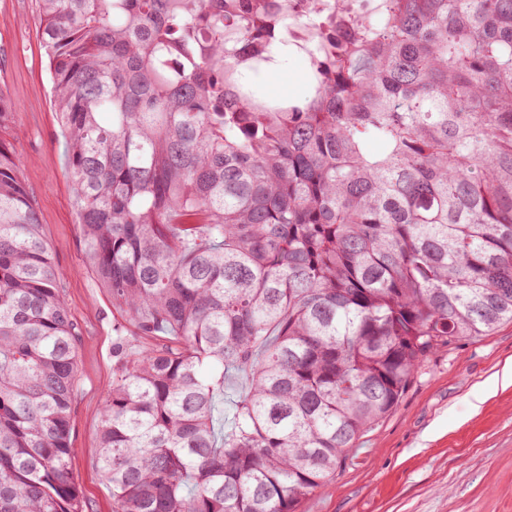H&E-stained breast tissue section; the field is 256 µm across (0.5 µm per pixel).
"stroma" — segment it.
I'll use <instances>...</instances> for the list:
<instances>
[{
	"instance_id": "1",
	"label": "stroma",
	"mask_w": 512,
	"mask_h": 512,
	"mask_svg": "<svg viewBox=\"0 0 512 512\" xmlns=\"http://www.w3.org/2000/svg\"><path fill=\"white\" fill-rule=\"evenodd\" d=\"M309 61L289 51L258 78L273 99L308 92ZM0 94L11 114L0 138L20 160L60 292L80 336L72 405L71 476L82 512H112L98 459L102 408L112 388L111 296L95 279L73 209L68 147L51 102L35 0H0ZM512 323L430 356L392 412L359 439L344 466L298 512H512Z\"/></svg>"
}]
</instances>
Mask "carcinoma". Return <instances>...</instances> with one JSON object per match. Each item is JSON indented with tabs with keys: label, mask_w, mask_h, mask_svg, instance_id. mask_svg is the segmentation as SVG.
Here are the masks:
<instances>
[{
	"label": "carcinoma",
	"mask_w": 512,
	"mask_h": 512,
	"mask_svg": "<svg viewBox=\"0 0 512 512\" xmlns=\"http://www.w3.org/2000/svg\"><path fill=\"white\" fill-rule=\"evenodd\" d=\"M37 0L87 261L122 317L112 512H297L419 365L512 322V0ZM0 141V512H81L79 333ZM308 71V59L290 47L278 66L258 78L259 90L273 99H302L308 92Z\"/></svg>",
	"instance_id": "1"
}]
</instances>
